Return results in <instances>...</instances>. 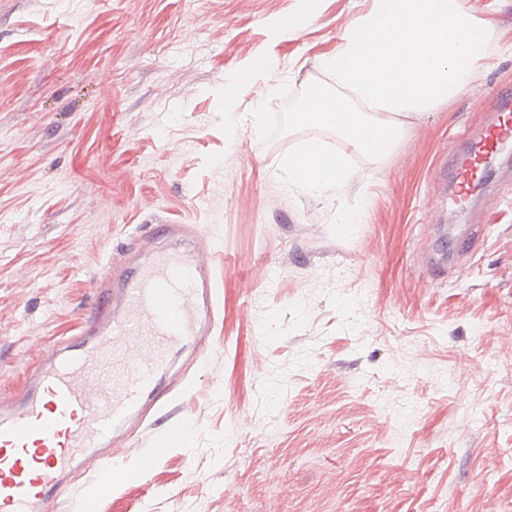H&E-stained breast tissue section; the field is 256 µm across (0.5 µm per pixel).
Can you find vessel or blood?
<instances>
[{"mask_svg":"<svg viewBox=\"0 0 512 512\" xmlns=\"http://www.w3.org/2000/svg\"><path fill=\"white\" fill-rule=\"evenodd\" d=\"M512 88L497 90L483 121L449 151L443 178L451 188L449 215L470 208L477 192L512 182ZM481 242V226L467 225L447 258L428 257L434 277L448 261ZM211 252L158 254L149 266L109 267L94 311L76 344L47 351L22 391L0 401V512H61L71 490L96 462L99 487L139 483L169 451L171 437L119 465L112 435L133 415L165 404L157 379L170 350L196 335L217 298L206 270Z\"/></svg>","mask_w":512,"mask_h":512,"instance_id":"vessel-or-blood-1","label":"vessel or blood"}]
</instances>
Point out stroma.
<instances>
[{"instance_id": "35a3bbf8", "label": "stroma", "mask_w": 512, "mask_h": 512, "mask_svg": "<svg viewBox=\"0 0 512 512\" xmlns=\"http://www.w3.org/2000/svg\"><path fill=\"white\" fill-rule=\"evenodd\" d=\"M466 3L494 26L477 85L512 86V0ZM369 5L0 0V393L80 334L107 264L168 246L151 225H195L216 255L208 347L130 428L145 452L184 438L141 483L83 478L72 512H512V189L466 266L420 269V246L448 248L431 181L480 116L470 92L320 192L281 168L310 130L265 141L253 118Z\"/></svg>"}]
</instances>
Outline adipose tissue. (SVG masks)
<instances>
[{
	"mask_svg": "<svg viewBox=\"0 0 512 512\" xmlns=\"http://www.w3.org/2000/svg\"><path fill=\"white\" fill-rule=\"evenodd\" d=\"M282 169L290 182L311 191L339 187L346 178L344 161L335 158L331 162H324L322 146L313 140L308 141L300 151L287 156Z\"/></svg>",
	"mask_w": 512,
	"mask_h": 512,
	"instance_id": "adipose-tissue-1",
	"label": "adipose tissue"
}]
</instances>
